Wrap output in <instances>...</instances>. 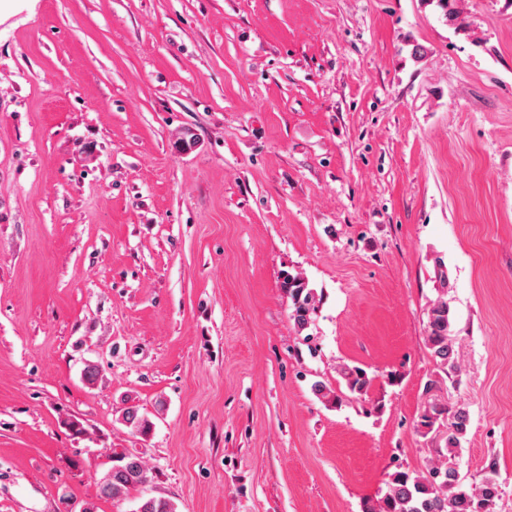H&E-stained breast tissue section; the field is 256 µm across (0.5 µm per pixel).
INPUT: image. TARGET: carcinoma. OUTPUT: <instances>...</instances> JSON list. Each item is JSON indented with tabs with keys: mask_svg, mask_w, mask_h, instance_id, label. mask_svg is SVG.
<instances>
[{
	"mask_svg": "<svg viewBox=\"0 0 512 512\" xmlns=\"http://www.w3.org/2000/svg\"><path fill=\"white\" fill-rule=\"evenodd\" d=\"M282 288L292 301L291 318L295 327L308 329L315 314L320 296L308 283L290 274L283 278ZM453 314L448 301L437 300L429 309L427 344L435 363L445 371L455 367V352L449 341ZM342 378L352 394L363 396L371 384L365 369L345 365ZM448 422L444 437V450L453 454L460 446L469 425V414L464 409L454 411L446 406L428 405L417 421V428L431 430L435 425ZM120 423L135 433L146 435L153 423L139 408L131 405L124 409ZM151 470L141 458L132 453L112 456V467L99 480V494L107 499L126 497L131 491L152 482ZM499 484L495 470H489L481 484L466 487L458 471L451 466L432 467L426 472L396 471L386 483V491L376 502H366L362 512H496ZM135 512H177L176 504L169 498L149 497L138 502Z\"/></svg>",
	"mask_w": 512,
	"mask_h": 512,
	"instance_id": "carcinoma-1",
	"label": "carcinoma"
}]
</instances>
